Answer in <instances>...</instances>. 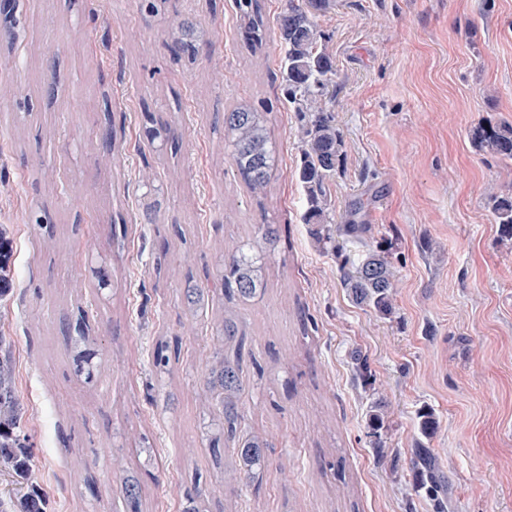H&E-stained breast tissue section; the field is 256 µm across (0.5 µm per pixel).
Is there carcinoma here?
<instances>
[{
  "label": "carcinoma",
  "mask_w": 512,
  "mask_h": 512,
  "mask_svg": "<svg viewBox=\"0 0 512 512\" xmlns=\"http://www.w3.org/2000/svg\"><path fill=\"white\" fill-rule=\"evenodd\" d=\"M330 0H285L277 16L280 43L278 71L281 89L298 124L301 140L300 159L295 177L305 200L303 223L310 238L325 253L339 261L340 280L357 304L373 310L381 318L394 313L393 291L396 267L392 245L382 239L374 245L365 242L372 233L370 224H337L328 197L329 181L343 159L344 142L333 113L322 103V96L336 76L332 56L322 44L316 15L325 11ZM241 41L246 48L258 50L266 37L267 18L262 0H235ZM182 37L174 48L187 51L196 39L197 25L183 22ZM224 137L232 146V158L238 173L256 195L265 192L276 169V151L264 113L240 105L224 113ZM473 147L504 161L512 160V123L479 124L470 130ZM492 211L500 237L512 242V194L492 200ZM277 231L269 224L258 227L255 246L258 251L244 252L238 246L224 251L222 287L190 286L185 289L186 311L196 317L221 297L226 298L221 319L213 337L215 351L204 365L201 393L204 399H219L221 428L211 439L210 456L224 484L243 488L253 482L268 464L266 449L271 443L257 435L242 434L241 394L244 390L243 352L247 334L235 304L255 297L263 287L260 250L275 244ZM357 381L372 388V374L365 356L351 355ZM383 401H372L368 426L377 454L384 452L386 429ZM21 407L15 391V370L10 356L0 355V476L8 478L11 488L0 495V512H45L44 500L23 492L34 475L27 452L22 450L18 430ZM419 433L429 438L437 429L430 410L418 413ZM416 489L438 502L448 491L450 477L438 466L435 457L418 446L411 457ZM123 507L140 512V487L132 478L119 477Z\"/></svg>",
  "instance_id": "carcinoma-1"
}]
</instances>
